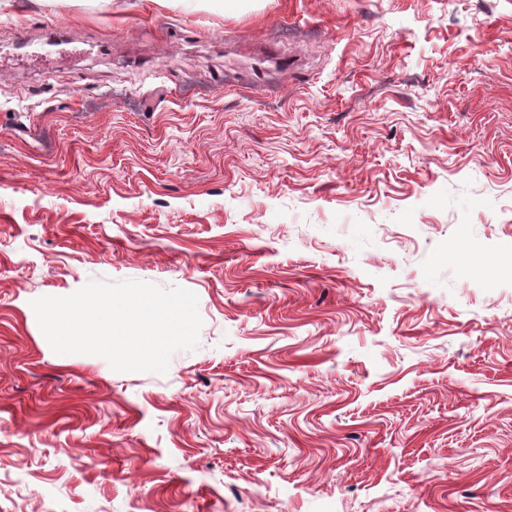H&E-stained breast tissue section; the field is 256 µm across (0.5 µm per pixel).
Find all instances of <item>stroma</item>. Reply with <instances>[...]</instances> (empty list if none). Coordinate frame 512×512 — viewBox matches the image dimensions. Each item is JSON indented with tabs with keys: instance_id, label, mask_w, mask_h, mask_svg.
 I'll list each match as a JSON object with an SVG mask.
<instances>
[{
	"instance_id": "35a3bbf8",
	"label": "stroma",
	"mask_w": 512,
	"mask_h": 512,
	"mask_svg": "<svg viewBox=\"0 0 512 512\" xmlns=\"http://www.w3.org/2000/svg\"><path fill=\"white\" fill-rule=\"evenodd\" d=\"M0 512H512V0H0Z\"/></svg>"
}]
</instances>
